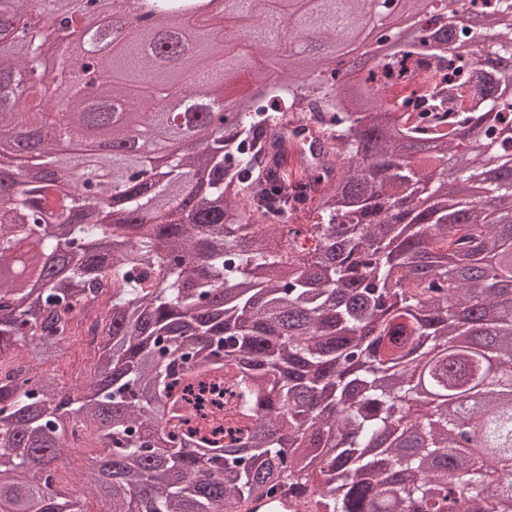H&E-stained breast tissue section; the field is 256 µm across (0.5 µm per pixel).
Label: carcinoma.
<instances>
[{
	"label": "carcinoma",
	"instance_id": "carcinoma-1",
	"mask_svg": "<svg viewBox=\"0 0 512 512\" xmlns=\"http://www.w3.org/2000/svg\"><path fill=\"white\" fill-rule=\"evenodd\" d=\"M44 0H0V42L19 18L32 22ZM247 41L273 0H242ZM304 0H288L298 28L310 22ZM481 21L463 36L484 53L512 57V0H466ZM367 21L362 0H332L320 18L317 55L275 71L241 128L210 132L209 187L194 186L196 163L173 157L148 183L124 169L147 158L151 143L127 144L111 112L134 114L145 133L167 128L156 91L183 95L177 133L204 127L211 97L252 74L248 54L231 55L220 74L209 67L170 79L155 67V48L131 39L112 46L97 96L63 64L71 110H53L39 89L12 98L33 58L50 62L42 29L27 50L0 65V143L23 118L36 131L41 163L61 141L112 138L98 158L109 179L85 195L53 173L25 190L0 177V269L26 247L38 255L28 288L0 278V360L20 352L27 367L0 376V512H89L61 497L51 466L76 423L93 429L101 451L84 458L86 489L101 512H244L252 498L288 491L310 499L309 512H499L512 503V297L466 287L462 271L512 286V98H466L476 62L436 60L438 80L409 68L416 51L384 58L371 75L374 97L389 94L428 112L490 110L497 123L460 140L457 126L404 125L403 113L366 106L329 70L335 95L303 91L311 64L347 46ZM199 57L221 56L211 27ZM162 48L180 54L184 36L166 23ZM283 101L296 122H319L312 165L292 178L288 140L269 108ZM84 114L82 124L73 114ZM407 137L440 150L413 161ZM316 202L313 224H297ZM315 241L299 248L301 239ZM97 317L92 373L64 390L43 370L62 350L76 314ZM213 353L224 364L203 370ZM224 377V407H204V387ZM425 381L434 399L419 398ZM265 417L270 425H256ZM222 425L229 442L214 436ZM469 446L460 447L456 437ZM504 446L497 466L478 451ZM466 495L457 498L455 490Z\"/></svg>",
	"mask_w": 512,
	"mask_h": 512
}]
</instances>
